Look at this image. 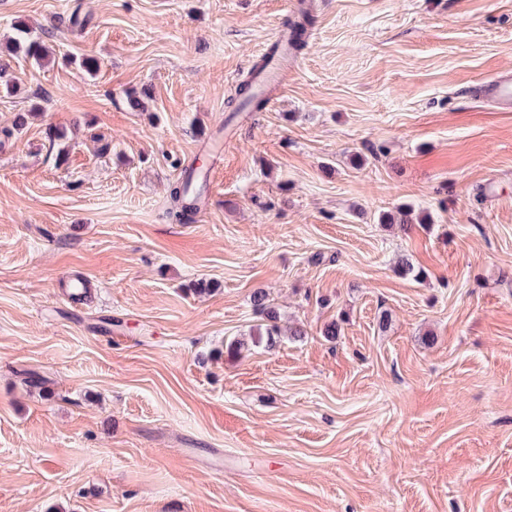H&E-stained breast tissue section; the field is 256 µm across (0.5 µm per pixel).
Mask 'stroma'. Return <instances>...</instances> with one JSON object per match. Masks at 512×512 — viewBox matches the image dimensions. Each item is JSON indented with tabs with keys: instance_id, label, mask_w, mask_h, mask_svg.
<instances>
[{
	"instance_id": "stroma-1",
	"label": "stroma",
	"mask_w": 512,
	"mask_h": 512,
	"mask_svg": "<svg viewBox=\"0 0 512 512\" xmlns=\"http://www.w3.org/2000/svg\"><path fill=\"white\" fill-rule=\"evenodd\" d=\"M18 23L57 60L0 59V126L41 108L0 145V512H512V111L471 93L512 0H0ZM260 288L302 340L258 335ZM274 43L279 45V50H284L287 46V34L280 31L276 37ZM275 44L270 52L263 56L259 62H257L251 71L249 77L243 80L237 91V97L231 98L228 101V107L232 108L231 112H242L249 109L252 112H261L266 104V98L264 94H259L256 91V79L257 76L263 71L258 78V84L260 88L267 90L270 87L276 85L279 81L277 68L273 64V56L277 53L278 45ZM272 58V60H271ZM271 60V61H270ZM270 61V62H269ZM268 65V66H267ZM193 165L185 168L184 176L171 184L169 188L168 218L176 224H187L198 211L201 203L202 189L193 188ZM382 224H429V215L415 214L414 210L407 206H399L393 212H384L379 217Z\"/></svg>"
}]
</instances>
